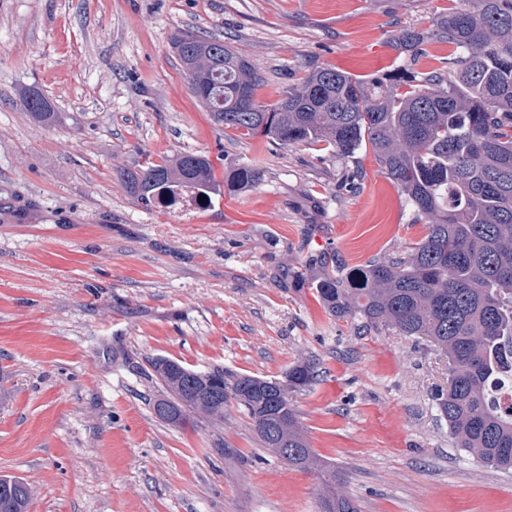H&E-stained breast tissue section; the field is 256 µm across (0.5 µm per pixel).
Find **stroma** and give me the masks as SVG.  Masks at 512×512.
Returning a JSON list of instances; mask_svg holds the SVG:
<instances>
[{
  "instance_id": "1",
  "label": "stroma",
  "mask_w": 512,
  "mask_h": 512,
  "mask_svg": "<svg viewBox=\"0 0 512 512\" xmlns=\"http://www.w3.org/2000/svg\"><path fill=\"white\" fill-rule=\"evenodd\" d=\"M462 0H0V475L29 512H318L293 470L227 408L172 426L152 410L148 359L317 380L291 402L311 448L360 512H512V470L457 448L433 400L449 363L428 342L329 316L280 274L336 252L359 266L425 234L372 154L342 159L224 133L172 47L228 42L270 105L308 70L402 65L399 28ZM57 122L22 106L29 87ZM205 154L249 191L147 206L117 178L144 156Z\"/></svg>"
}]
</instances>
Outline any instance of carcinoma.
<instances>
[{
    "instance_id": "carcinoma-1",
    "label": "carcinoma",
    "mask_w": 512,
    "mask_h": 512,
    "mask_svg": "<svg viewBox=\"0 0 512 512\" xmlns=\"http://www.w3.org/2000/svg\"><path fill=\"white\" fill-rule=\"evenodd\" d=\"M436 44L451 49L448 66L418 70ZM390 46L406 65L362 78L316 67L265 106L257 101L263 74L229 44L193 33L174 42L192 94L224 131L282 147L325 146L340 157L372 151L424 236L402 255L383 253L360 267L325 254L294 270L292 281L314 289L336 319L421 337L446 355L448 385L434 401L456 447L510 469L512 410L499 407L492 386L512 374V0H474L424 30H397ZM22 103L37 119H58L37 88ZM118 175L147 204L170 208L187 196L221 194L209 157L198 152L147 159ZM261 178L245 164L232 185L245 190ZM148 364L161 388L158 419L221 422L235 404L264 447L277 457L288 449L289 467L316 476L319 512H359L339 494L343 473L311 448L290 400L316 379L314 361L298 359L281 380L197 371L166 357ZM30 500L26 482L3 477L0 512H28Z\"/></svg>"
}]
</instances>
